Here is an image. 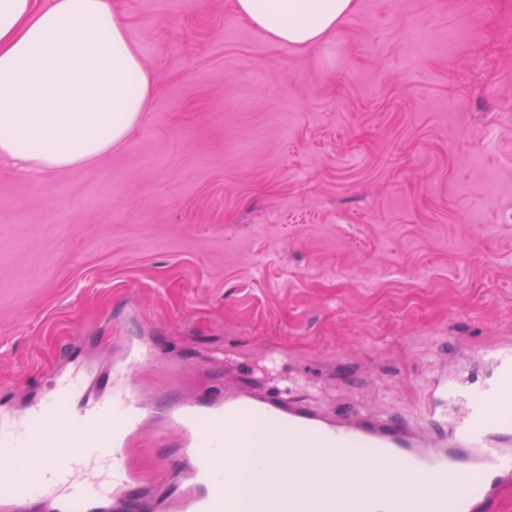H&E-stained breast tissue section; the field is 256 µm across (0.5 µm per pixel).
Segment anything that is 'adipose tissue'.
<instances>
[{
  "label": "adipose tissue",
  "mask_w": 512,
  "mask_h": 512,
  "mask_svg": "<svg viewBox=\"0 0 512 512\" xmlns=\"http://www.w3.org/2000/svg\"><path fill=\"white\" fill-rule=\"evenodd\" d=\"M353 0H236L273 41L320 42ZM157 91L112 0H0V160L44 177L128 141ZM262 424L242 425L230 466L233 500L260 499Z\"/></svg>",
  "instance_id": "obj_1"
}]
</instances>
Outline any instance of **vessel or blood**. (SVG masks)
I'll return each instance as SVG.
<instances>
[{
  "label": "vessel or blood",
  "instance_id": "obj_1",
  "mask_svg": "<svg viewBox=\"0 0 512 512\" xmlns=\"http://www.w3.org/2000/svg\"><path fill=\"white\" fill-rule=\"evenodd\" d=\"M483 355L492 372L469 390L448 379L428 384L420 427L393 416L327 417L274 392L205 393L160 413L137 374L162 353L131 340L106 370L73 366L36 400L0 409V512H110L136 489L163 497L166 512H224L213 461L237 448L242 413L265 424L268 447L301 462L296 512H399L387 490L354 487L357 448L398 462L423 512H491L512 490V345L488 344ZM150 423L178 448L177 471L164 466L149 478L130 462Z\"/></svg>",
  "mask_w": 512,
  "mask_h": 512
}]
</instances>
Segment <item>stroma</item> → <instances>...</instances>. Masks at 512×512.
I'll return each mask as SVG.
<instances>
[{"label": "stroma", "mask_w": 512, "mask_h": 512, "mask_svg": "<svg viewBox=\"0 0 512 512\" xmlns=\"http://www.w3.org/2000/svg\"><path fill=\"white\" fill-rule=\"evenodd\" d=\"M116 4L158 91L101 159L0 165V386L151 336L192 362L141 369L151 399L277 349L271 390L411 421L512 335V0H354L307 47L234 0Z\"/></svg>", "instance_id": "35a3bbf8"}]
</instances>
